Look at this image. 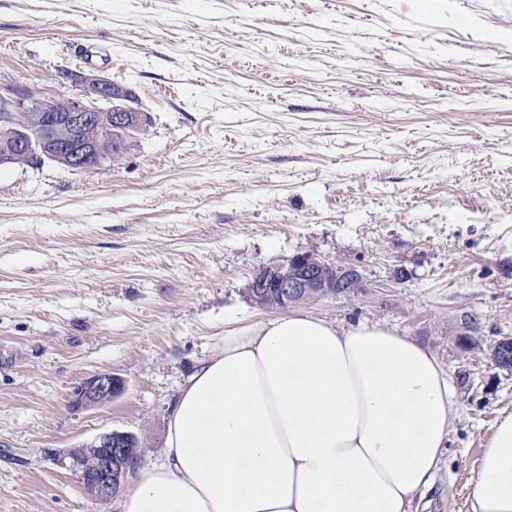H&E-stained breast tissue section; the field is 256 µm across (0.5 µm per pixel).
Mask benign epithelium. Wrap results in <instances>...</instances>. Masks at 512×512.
I'll list each match as a JSON object with an SVG mask.
<instances>
[{"instance_id": "obj_1", "label": "benign epithelium", "mask_w": 512, "mask_h": 512, "mask_svg": "<svg viewBox=\"0 0 512 512\" xmlns=\"http://www.w3.org/2000/svg\"><path fill=\"white\" fill-rule=\"evenodd\" d=\"M76 91L39 97L24 85L0 90V167L37 166L49 160L66 170H89L126 147L144 123L130 106L125 84L98 74L64 72ZM366 285L357 267L326 260L313 252L297 253L282 263L263 265L248 284L250 299L262 308H281L328 297L357 294ZM123 390L110 371L78 382L69 408L75 412L103 407ZM128 432L112 430L92 442L55 453L56 461L79 480L95 502L107 504L135 476L145 449Z\"/></svg>"}]
</instances>
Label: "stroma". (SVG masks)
Listing matches in <instances>:
<instances>
[{
  "instance_id": "1",
  "label": "stroma",
  "mask_w": 512,
  "mask_h": 512,
  "mask_svg": "<svg viewBox=\"0 0 512 512\" xmlns=\"http://www.w3.org/2000/svg\"><path fill=\"white\" fill-rule=\"evenodd\" d=\"M66 70L126 84L148 121L92 170L0 169V512H118L52 451L119 430L158 464L225 330L279 315L254 270L302 252L366 284L302 311L412 337L455 379L427 497L470 512L512 410L490 357L512 338V0H0V88L69 94ZM106 370L123 392L71 411Z\"/></svg>"
}]
</instances>
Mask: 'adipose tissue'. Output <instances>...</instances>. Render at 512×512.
Masks as SVG:
<instances>
[{"mask_svg":"<svg viewBox=\"0 0 512 512\" xmlns=\"http://www.w3.org/2000/svg\"><path fill=\"white\" fill-rule=\"evenodd\" d=\"M456 395L432 349L376 324L294 312L235 328L170 404L164 460L119 512H419ZM471 512H512V411Z\"/></svg>","mask_w":512,"mask_h":512,"instance_id":"obj_1","label":"adipose tissue"}]
</instances>
